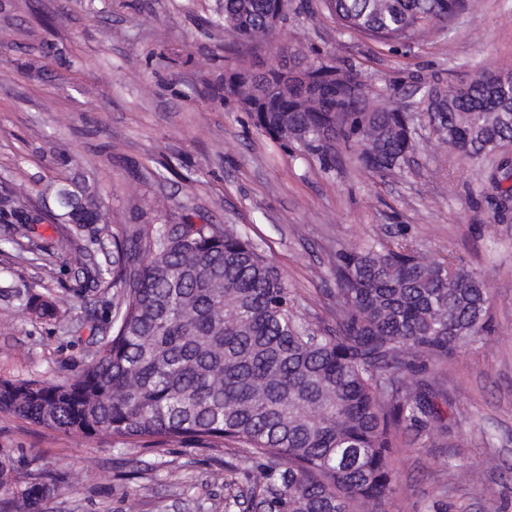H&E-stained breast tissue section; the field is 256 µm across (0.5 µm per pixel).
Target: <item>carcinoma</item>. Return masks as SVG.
<instances>
[{
	"label": "carcinoma",
	"mask_w": 512,
	"mask_h": 512,
	"mask_svg": "<svg viewBox=\"0 0 512 512\" xmlns=\"http://www.w3.org/2000/svg\"><path fill=\"white\" fill-rule=\"evenodd\" d=\"M277 0H223L211 24L238 41L271 26ZM342 33L406 46L447 26L462 0H323ZM310 85L277 90L279 70L242 67L224 94L250 112L284 151L320 158L336 144L371 172L391 173L414 150L405 112L371 103L361 74L322 58ZM430 122L452 151L472 160L512 141V89L484 72L465 84L433 85ZM498 204L512 203V161L492 175ZM47 215L29 199L0 195L4 242L39 265L47 249L29 225L51 219L83 241V258L112 250V264L86 270L83 300L117 289L93 333L83 368L56 381L0 380V412L63 433L106 435L124 449L220 448L224 485L239 463L248 507L260 512H383L394 493L391 456L407 429L447 430L443 380L448 357L484 340L493 294L480 275L449 255L412 243L339 248L332 255L336 329L296 314V292L251 240L187 216L179 224H124L109 231L90 185L57 183ZM38 283L12 296L41 320L59 308ZM59 475L20 472L0 456V512H46Z\"/></svg>",
	"instance_id": "obj_1"
}]
</instances>
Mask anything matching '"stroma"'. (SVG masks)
Returning <instances> with one entry per match:
<instances>
[{
    "instance_id": "1",
    "label": "stroma",
    "mask_w": 512,
    "mask_h": 512,
    "mask_svg": "<svg viewBox=\"0 0 512 512\" xmlns=\"http://www.w3.org/2000/svg\"><path fill=\"white\" fill-rule=\"evenodd\" d=\"M217 0H0V184L40 199L50 182L88 176L109 224H175L199 213L248 236L297 293L306 318L334 326L328 288L337 246L416 243L449 254L494 292L485 343L448 360V432L401 433L385 512H512V213L495 209L496 158L449 152L422 102L435 84L477 71L512 73V0H478L409 47L339 33L321 0H290L278 41L228 53L208 26ZM355 65L379 107L409 112L414 151L400 171L362 168L337 147L286 153L224 95L240 64L256 70L289 54ZM173 170L156 172L161 162ZM45 265L14 259L68 309L63 332L0 299V380H53L88 360L84 281L61 224H39ZM0 454L37 460L64 478L49 512H224L220 448H137L65 434L0 413Z\"/></svg>"
}]
</instances>
